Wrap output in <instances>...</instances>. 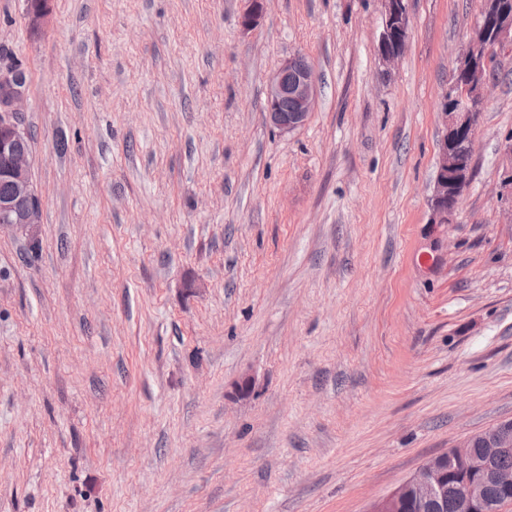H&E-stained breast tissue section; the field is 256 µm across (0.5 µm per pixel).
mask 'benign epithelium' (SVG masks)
Masks as SVG:
<instances>
[{
    "label": "benign epithelium",
    "mask_w": 512,
    "mask_h": 512,
    "mask_svg": "<svg viewBox=\"0 0 512 512\" xmlns=\"http://www.w3.org/2000/svg\"><path fill=\"white\" fill-rule=\"evenodd\" d=\"M266 0H247L240 26L248 31L263 17ZM385 23L378 50L383 62L395 63L409 35L408 0H382ZM26 15L33 30L42 28L49 15L48 0H27ZM512 46V0H485L482 17L470 32L457 58L448 90L440 102L443 135L437 143L435 176L430 195L429 244L424 255L434 273L442 263L441 243L454 223L458 192L474 175L473 137L488 95L489 55ZM25 76L15 69L0 70V179L11 183V195L0 199V228L22 227L34 232L41 223V205L32 181L33 155L23 126ZM317 96L311 65L301 54L286 59L271 79L264 111L268 123L283 134L308 120ZM292 107H285L286 103ZM486 451L478 453L475 444ZM512 452V419L471 435L460 444L426 459L416 471L377 500L369 512H428L443 508L449 482L455 484L453 512H490L487 489L512 496V470L499 467L497 457Z\"/></svg>",
    "instance_id": "benign-epithelium-1"
}]
</instances>
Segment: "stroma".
<instances>
[{"label": "stroma", "instance_id": "1", "mask_svg": "<svg viewBox=\"0 0 512 512\" xmlns=\"http://www.w3.org/2000/svg\"><path fill=\"white\" fill-rule=\"evenodd\" d=\"M481 0H0L38 249L0 229V512H368L512 418V49L437 273L439 104ZM303 54L290 134L264 115ZM250 378L241 395L236 386ZM385 23L378 50L383 62L394 64L403 53L409 35L408 0H381ZM316 96L311 65L303 55L294 54L281 64L271 79L264 108L268 123L280 133L294 132L306 124Z\"/></svg>", "mask_w": 512, "mask_h": 512}]
</instances>
